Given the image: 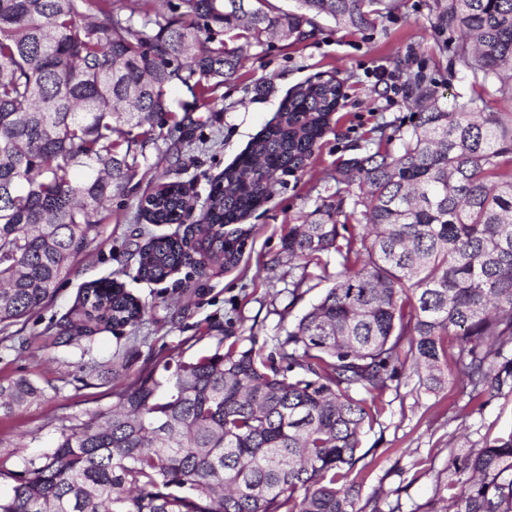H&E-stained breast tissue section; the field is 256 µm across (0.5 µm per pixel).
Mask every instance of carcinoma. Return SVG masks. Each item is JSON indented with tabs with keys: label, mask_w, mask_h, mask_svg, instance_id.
Segmentation results:
<instances>
[{
	"label": "carcinoma",
	"mask_w": 512,
	"mask_h": 512,
	"mask_svg": "<svg viewBox=\"0 0 512 512\" xmlns=\"http://www.w3.org/2000/svg\"><path fill=\"white\" fill-rule=\"evenodd\" d=\"M251 0H181L173 20L124 0H0V325L54 296L73 259L100 235L112 194L136 176L182 85L203 108L241 66L240 48L203 35L213 27L262 44L299 42L320 16L374 24L384 0H296L271 16ZM437 23L458 28L455 61L473 81L512 98V0H436ZM406 85L416 109L401 148L345 160L338 179L360 193L351 209L322 203L291 224L282 250L320 265L341 257L334 284L271 349L236 343L144 370L113 392L112 408L61 425L55 446L22 471L0 512H362L354 470L377 400L406 367L430 392L453 362L470 400L512 393V116L452 110L420 74ZM343 82L299 86L258 149L212 184L186 239L139 252L141 279L157 282L210 255L235 265L247 231L234 226L267 199L271 180L301 169L336 111ZM190 195L177 181L141 201L151 224H182ZM355 222L362 232H348ZM144 307L115 280L78 291L43 338L47 349L90 353L96 335L135 328ZM126 364L83 362L116 378ZM45 397L19 377L0 380V413ZM450 492L446 497L443 492ZM439 512H512V432L452 455L436 484Z\"/></svg>",
	"instance_id": "carcinoma-1"
}]
</instances>
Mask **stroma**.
<instances>
[{"instance_id": "stroma-1", "label": "stroma", "mask_w": 512, "mask_h": 512, "mask_svg": "<svg viewBox=\"0 0 512 512\" xmlns=\"http://www.w3.org/2000/svg\"><path fill=\"white\" fill-rule=\"evenodd\" d=\"M435 4L393 0L391 11L365 29H346L319 17L300 43L274 35L262 45L245 46L241 68L212 93L207 109L198 107L186 87L168 90L180 130L159 140L138 175L113 194L102 211L99 237L74 260L52 301L0 332V379L24 376L46 390L43 401L0 415L1 466L23 470L54 446L63 419L112 405L110 375L81 378L79 357L39 347L40 336L68 311L83 285L113 278L146 306L131 337L100 333L90 352L100 362L124 354L129 382L142 370L213 353L227 335L244 348L271 342L324 295L339 263L332 251L317 266L289 261L281 239L289 225L304 223L322 203L352 200L357 188L337 182L336 166L374 149L377 127L395 137L411 128L415 109L402 74L424 72L444 107L470 94L485 111L512 113L511 100L493 88L472 86L455 62L460 32L438 28ZM330 76L343 82L345 97L304 170L276 182L271 196L242 220L248 235L239 264L187 266L159 283L140 280L139 248L151 238L183 236L189 229L185 223L151 224L140 217V201L155 190L158 175L189 185L195 208H202L213 181L251 150L261 130L275 121L285 96L307 81ZM382 403L376 423L361 438L365 457L358 464V504L376 500L382 512H430L437 482L448 477L451 453L512 432V395L482 405L468 402L453 368L447 387L435 393L405 370Z\"/></svg>"}]
</instances>
